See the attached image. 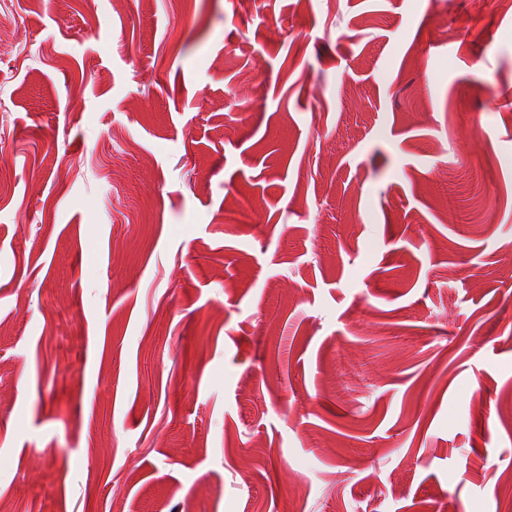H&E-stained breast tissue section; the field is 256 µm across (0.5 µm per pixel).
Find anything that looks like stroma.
Instances as JSON below:
<instances>
[{"label":"stroma","mask_w":512,"mask_h":512,"mask_svg":"<svg viewBox=\"0 0 512 512\" xmlns=\"http://www.w3.org/2000/svg\"><path fill=\"white\" fill-rule=\"evenodd\" d=\"M0 163L8 512L512 504V0H0ZM55 334L59 340L61 354L68 355L77 345L79 336L73 331V320L70 316L69 307L64 300H59L54 310Z\"/></svg>","instance_id":"1"}]
</instances>
